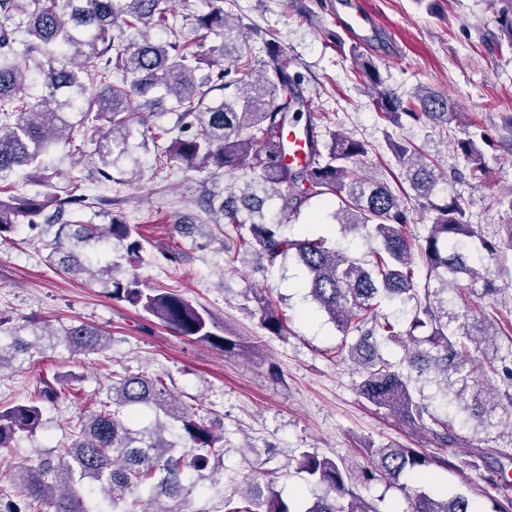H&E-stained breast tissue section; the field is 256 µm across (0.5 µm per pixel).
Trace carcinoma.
<instances>
[{
  "instance_id": "obj_1",
  "label": "carcinoma",
  "mask_w": 512,
  "mask_h": 512,
  "mask_svg": "<svg viewBox=\"0 0 512 512\" xmlns=\"http://www.w3.org/2000/svg\"><path fill=\"white\" fill-rule=\"evenodd\" d=\"M169 0H0V243L12 241L22 226L40 236L47 262L75 275L96 278L109 296L138 308L178 335L236 356L240 337L218 329L210 313L177 291L151 288L137 266L144 250L138 226L103 206L112 199L81 191L84 178L69 174L60 187L48 175L50 157L59 147L93 135L98 157L94 178L114 181L112 170L132 161L130 180L141 164L130 159L131 125L141 120L136 104L162 90L172 102L173 125L143 134L153 143L154 175L165 179L176 165L204 172L225 169L242 176L245 187L209 200L212 226L231 224L241 230L224 242L226 262L240 249L258 253L270 267L293 257L306 272L313 301L342 332L358 333L349 353L359 367L357 391L379 408L396 414L409 427L431 435L446 448L458 441L448 416L425 402L417 383L435 386L433 398L455 413L461 427L499 431L512 444V336L499 329L482 303L497 293L474 284L482 274L465 250L464 239L479 237L467 222L458 198L438 199L440 174L407 139L388 147L406 172L422 209L430 214L425 233L411 231V211L389 181L360 174L353 164L368 154V144L334 130L320 144L311 121L299 126L310 100L302 76L269 32L245 27L224 10V0H205L209 11L192 23L196 36L182 38ZM501 4L497 23L501 42L512 49V0ZM164 30L168 38H157ZM224 32L218 48L232 63L213 70V50L204 49L207 33ZM27 36L18 54L16 35ZM261 45L265 59L255 67L252 56L233 47L235 36ZM348 52L357 72L373 89V107L392 124L432 121L441 125L460 113L444 95L421 86L402 94L385 85L379 67L352 43ZM224 95L208 100L211 92ZM301 127L311 151L301 166L286 162L288 126ZM486 138L471 133L455 141L474 179L488 174ZM25 171L39 187L17 195L12 177ZM283 202L297 217L311 200L332 197V212L344 233L363 231L377 240L370 259H358L329 246L322 237L290 239L282 224L263 213L267 198ZM254 219H241L242 211ZM106 220L97 224L93 218ZM125 244L130 268L106 257L112 241ZM260 324L272 336L286 335V318L267 297L255 296ZM385 301L412 304L409 328L384 319ZM428 328L418 338L415 331ZM77 354L107 349V333L83 323L55 332L37 317L22 324L0 319V370L23 364L54 341ZM397 343L403 357L392 362L379 352ZM497 378L498 387L491 383ZM67 399L64 388L49 382L21 402L0 406V458L14 442L43 425L44 405ZM155 423L132 424L144 414ZM71 443L64 455L47 453L13 468L12 490L0 496V512H183L200 492L203 472L215 468L224 433L213 420L172 393L160 376L112 372V385L96 409L69 422ZM365 461L331 458L304 450L296 470L322 489L311 501H285L275 490L278 476L262 472L242 480L241 502L224 500V512H377L357 488L383 479H417L448 460L418 448L395 445L364 448ZM491 448L470 449L468 466L485 470V480L500 492L494 512H512V481ZM407 512H474L465 493L419 485L402 487Z\"/></svg>"
}]
</instances>
